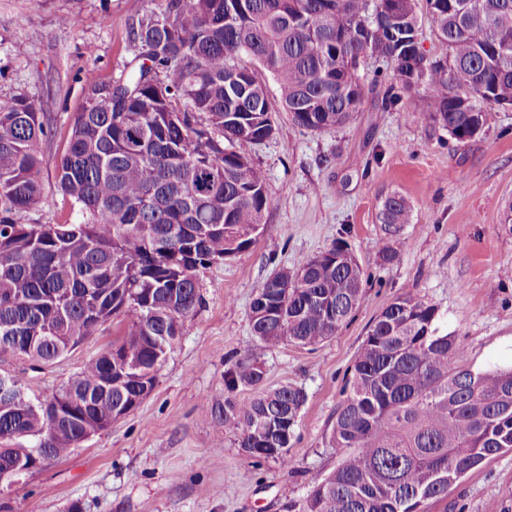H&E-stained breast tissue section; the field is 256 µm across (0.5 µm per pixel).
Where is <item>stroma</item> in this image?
<instances>
[{
	"mask_svg": "<svg viewBox=\"0 0 512 512\" xmlns=\"http://www.w3.org/2000/svg\"><path fill=\"white\" fill-rule=\"evenodd\" d=\"M155 7L156 0H0V103L26 96L54 123L41 158L43 199L30 219L78 222L54 180L70 120L88 77L123 75L134 56L129 27ZM394 70L393 61L360 58V110L342 127L302 130L279 112L270 139L238 144L263 170L271 200L255 243L199 270L202 301L141 405L67 457L0 486V512L74 505L79 512H287L338 464L343 451L329 433L354 358L375 316L405 291L437 305L436 325L456 337L468 368L512 367V224L504 221L512 204V107L458 141L429 118L424 87L383 106ZM394 193L412 211L393 242L379 214ZM339 241L363 269L361 302L331 339L265 352L264 388L296 386L306 402L287 461L255 457L215 424L224 372L251 336L252 291ZM387 242L397 251L389 263L381 252ZM124 329L105 324L49 365L0 354V373L22 376L33 401L47 399ZM425 512H512V450L470 471Z\"/></svg>",
	"mask_w": 512,
	"mask_h": 512,
	"instance_id": "1",
	"label": "stroma"
}]
</instances>
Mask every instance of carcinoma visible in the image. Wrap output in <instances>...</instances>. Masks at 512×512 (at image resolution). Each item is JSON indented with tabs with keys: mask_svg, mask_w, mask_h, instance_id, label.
Instances as JSON below:
<instances>
[{
	"mask_svg": "<svg viewBox=\"0 0 512 512\" xmlns=\"http://www.w3.org/2000/svg\"><path fill=\"white\" fill-rule=\"evenodd\" d=\"M158 0L129 28L137 50L118 81L88 83L55 172L77 224H31L43 197L41 156L52 132L26 97L0 106V340L11 355L52 363L114 319L123 336L59 390L65 415L30 403L25 383L0 394V471L58 460L153 391L184 320L201 302L197 271L248 250L271 200L238 142L275 133L277 86L296 126L323 131L359 110L361 55L396 64L385 105L423 84L429 117L458 141L512 106V0ZM445 47L421 50L422 20ZM410 201L388 197L386 234ZM363 270L337 242L258 284L252 339L224 372L216 422L255 457L288 461L302 389L263 388V353L322 343L352 316ZM437 306L410 291L372 321L355 357L330 441L345 454L314 480L299 512H423L485 460L512 450V369L474 372ZM240 387L257 390L240 404Z\"/></svg>",
	"mask_w": 512,
	"mask_h": 512,
	"instance_id": "1",
	"label": "carcinoma"
}]
</instances>
